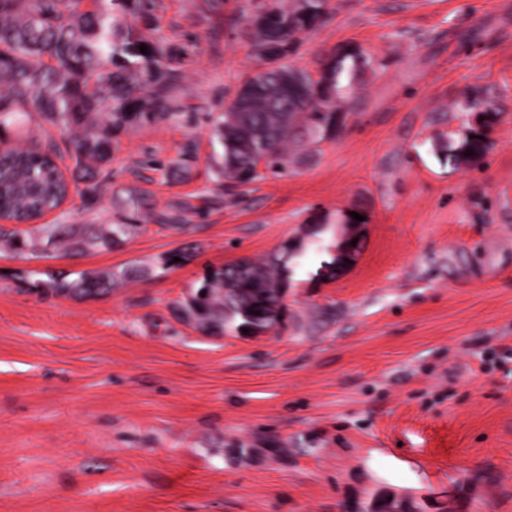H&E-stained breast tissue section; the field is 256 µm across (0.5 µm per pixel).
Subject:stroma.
<instances>
[{
    "label": "stroma",
    "instance_id": "stroma-1",
    "mask_svg": "<svg viewBox=\"0 0 512 512\" xmlns=\"http://www.w3.org/2000/svg\"><path fill=\"white\" fill-rule=\"evenodd\" d=\"M259 3L294 0H156L184 119L121 129L96 192L77 181L42 218L125 238L0 245V512H512V0H329L291 63L367 58L346 124L233 200L214 124L264 67ZM482 96L492 115L460 111ZM473 130L486 155L450 161ZM285 241L275 328L177 318L207 269ZM126 267L104 294L30 285Z\"/></svg>",
    "mask_w": 512,
    "mask_h": 512
}]
</instances>
